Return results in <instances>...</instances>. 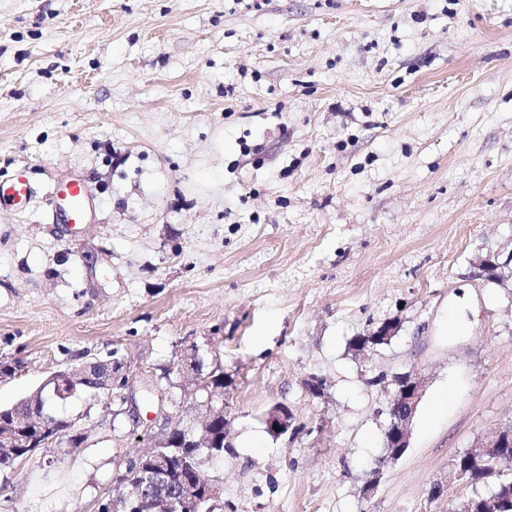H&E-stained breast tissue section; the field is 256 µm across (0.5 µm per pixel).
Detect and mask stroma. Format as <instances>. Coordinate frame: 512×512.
<instances>
[{
	"label": "stroma",
	"mask_w": 512,
	"mask_h": 512,
	"mask_svg": "<svg viewBox=\"0 0 512 512\" xmlns=\"http://www.w3.org/2000/svg\"><path fill=\"white\" fill-rule=\"evenodd\" d=\"M21 166L37 200L0 213V361L21 363L0 406L115 352L197 424L193 348L229 382L236 454L207 473L237 512L472 495L453 459L512 424V0H0V178ZM65 174L98 197L80 230L46 205ZM386 320L390 344L351 349ZM408 371L425 392L387 462L374 379ZM279 402L293 438L266 428ZM63 410L85 442L0 472V512H95L160 438L97 398Z\"/></svg>",
	"instance_id": "1"
}]
</instances>
